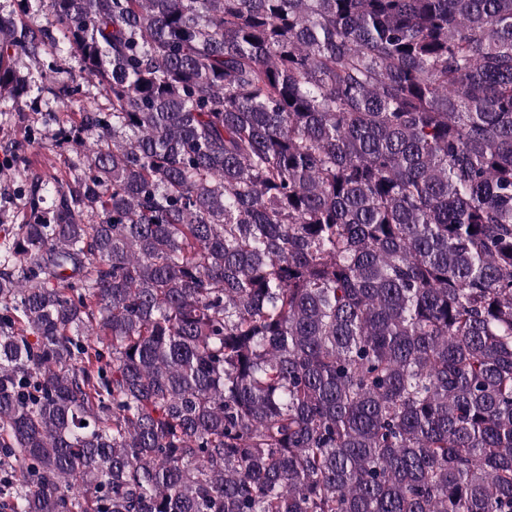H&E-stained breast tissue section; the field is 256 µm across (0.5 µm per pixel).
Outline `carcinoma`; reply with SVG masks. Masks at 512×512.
<instances>
[{
  "label": "carcinoma",
  "instance_id": "cac0c4a2",
  "mask_svg": "<svg viewBox=\"0 0 512 512\" xmlns=\"http://www.w3.org/2000/svg\"><path fill=\"white\" fill-rule=\"evenodd\" d=\"M21 7L0 512H512V0ZM5 95L0 101V224L13 223L14 204L19 196L26 193L32 180H50L53 175L65 173L67 147L55 145V132L58 125L37 124L31 126L34 112H50L57 118L68 121L67 126L77 129L79 114L68 104L50 93L20 95L16 98ZM24 158L27 176L16 173V159Z\"/></svg>",
  "mask_w": 512,
  "mask_h": 512
}]
</instances>
